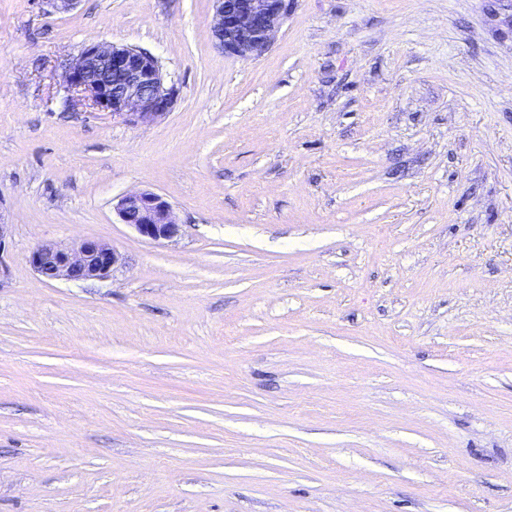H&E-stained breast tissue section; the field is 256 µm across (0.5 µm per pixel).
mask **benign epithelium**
I'll use <instances>...</instances> for the list:
<instances>
[{
	"mask_svg": "<svg viewBox=\"0 0 512 512\" xmlns=\"http://www.w3.org/2000/svg\"><path fill=\"white\" fill-rule=\"evenodd\" d=\"M211 33L224 54L243 60L262 57L292 8L293 0H212ZM64 82L72 99L131 125L146 124L169 113L174 89L165 85L158 60L125 44L93 42L68 60ZM116 210L122 223L142 238L161 242L178 237L171 203L141 190L121 197ZM120 254L109 244L83 239L71 245L42 244L29 256L34 271L48 280H104L112 276Z\"/></svg>",
	"mask_w": 512,
	"mask_h": 512,
	"instance_id": "benign-epithelium-1",
	"label": "benign epithelium"
}]
</instances>
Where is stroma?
Returning <instances> with one entry per match:
<instances>
[{
    "label": "stroma",
    "instance_id": "1",
    "mask_svg": "<svg viewBox=\"0 0 512 512\" xmlns=\"http://www.w3.org/2000/svg\"><path fill=\"white\" fill-rule=\"evenodd\" d=\"M211 19L0 0V512H512V8L295 0L256 60ZM97 41L165 117L67 105ZM83 238L111 278L31 267ZM116 210L123 224L152 242L171 240L183 232V224L178 223L171 203L151 190L124 195Z\"/></svg>",
    "mask_w": 512,
    "mask_h": 512
}]
</instances>
